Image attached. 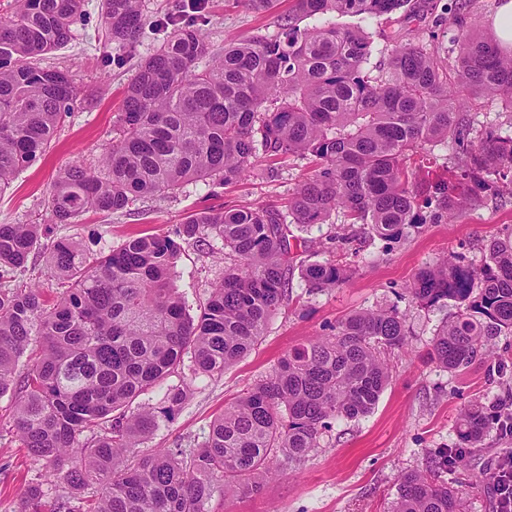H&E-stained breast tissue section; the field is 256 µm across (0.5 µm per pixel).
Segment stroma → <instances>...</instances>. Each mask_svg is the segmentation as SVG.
I'll list each match as a JSON object with an SVG mask.
<instances>
[{"instance_id":"1","label":"stroma","mask_w":512,"mask_h":512,"mask_svg":"<svg viewBox=\"0 0 512 512\" xmlns=\"http://www.w3.org/2000/svg\"><path fill=\"white\" fill-rule=\"evenodd\" d=\"M288 7V0H279L275 9L258 14L246 0H205L198 25L212 51L219 53L226 40L274 34L279 14ZM83 11L86 19L74 26L70 43L42 61L45 67L68 73L79 93L78 101L46 153L0 192V224L45 227L24 279L38 283L51 299L65 290L50 277L45 259L57 240H76L95 255L119 248L142 234L173 238L187 216L206 208L284 204L316 168L308 155L273 162L262 159L251 177L226 185L187 182L174 192L138 202L131 215L90 211L74 224L53 223L45 205L51 185L60 172L76 162L99 170L123 93L138 63L163 42L162 34L149 30L132 49L116 53L101 22V0H84ZM435 17V11L425 7L423 0H411L407 8L361 20L370 37L366 71L379 75L401 43L442 51L449 48L448 38L435 35ZM508 229L512 230L510 194L484 201L457 222L418 225L398 243L363 236L359 252L342 258L354 271L343 287L311 293L300 274H293L289 304L270 319L265 335L247 356L219 376L181 367L164 385L136 399V406L158 409L164 404L168 387H188L179 411L144 443L143 452L199 447L225 406L265 377L290 349L327 335L341 316L366 308L394 307L406 319L407 346L389 354L391 378L372 413L333 422L323 430L320 446L308 461L268 478L259 491L234 496L218 491L208 505L210 512H390L402 472L425 467L438 452L459 447V418L464 410L477 403L492 408L498 401L512 398V334L493 337L488 355L467 370L447 371L431 361L428 352L436 330L456 308L450 302L421 305L412 300L407 287L422 267L446 255L483 264L487 240ZM351 230L343 214L336 212L326 224L308 231L295 226L291 232L305 241L307 255L326 260L330 257L329 236ZM223 274V263L213 260L208 245L193 241L183 244L175 284L191 316L200 314ZM14 402V393L0 396V512H21L27 486L46 471L43 463L28 456L12 430ZM511 447V438L489 433L481 447L471 449L466 467L449 469V483L465 484L478 473L487 472L492 459Z\"/></svg>"}]
</instances>
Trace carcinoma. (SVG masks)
Here are the masks:
<instances>
[{
  "mask_svg": "<svg viewBox=\"0 0 512 512\" xmlns=\"http://www.w3.org/2000/svg\"><path fill=\"white\" fill-rule=\"evenodd\" d=\"M410 0H293L270 37L210 46L195 20L173 25L137 68L112 124L103 174L65 169L47 197L56 224L85 212L129 213L142 198L191 180L226 184L247 176L257 152L313 156L318 169L276 206L208 210L182 224L183 241L222 243L230 260L201 314L193 318L173 284L181 245L168 236L128 240L89 256L58 241L48 264L68 288L54 302L36 285L8 286L40 246L37 224H0V396L15 389L13 427L29 455L51 465L64 485L53 512H81L76 495L101 492L90 512H209L224 495L256 491L272 466H296L318 448L331 420L364 417L390 379L386 354L407 342L396 309L349 314L331 334L288 351L252 390L224 408L198 448H139L184 400L128 413L189 358L196 374L221 375L264 336L290 300L297 250L288 224L309 227L341 210L350 224L400 240L417 224L453 222L512 187V132L475 127L465 96H490L512 112V53L491 38L458 30L457 55L398 45L386 76L365 72L369 37L342 28L334 14L379 18ZM83 0H17L0 17V192L49 148L77 92L67 75L34 64L68 43ZM108 42L133 47L146 18L141 0H103ZM316 18L309 25L305 20ZM208 64H202L206 57ZM452 143L466 155L452 180H415L407 162L425 161L427 144ZM311 291L347 284L353 270L336 260L300 265ZM409 292L421 304L451 301L457 312L431 341L440 367L461 371L486 353L487 337L512 333V232L491 239L478 267L457 257L421 269ZM38 343L32 369L20 359ZM493 430L483 406L460 419L462 445L476 448ZM444 454L403 473L391 512H462L465 490L448 486Z\"/></svg>",
  "mask_w": 512,
  "mask_h": 512,
  "instance_id": "carcinoma-1",
  "label": "carcinoma"
}]
</instances>
